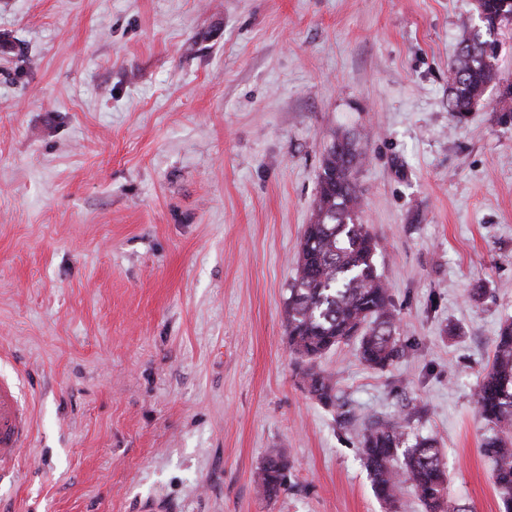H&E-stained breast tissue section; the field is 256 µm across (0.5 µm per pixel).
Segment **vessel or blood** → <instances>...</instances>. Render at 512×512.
Segmentation results:
<instances>
[{
	"label": "vessel or blood",
	"instance_id": "b4317fda",
	"mask_svg": "<svg viewBox=\"0 0 512 512\" xmlns=\"http://www.w3.org/2000/svg\"><path fill=\"white\" fill-rule=\"evenodd\" d=\"M33 432V411L14 379L0 375V480L16 479L21 454Z\"/></svg>",
	"mask_w": 512,
	"mask_h": 512
}]
</instances>
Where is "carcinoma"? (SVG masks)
Returning <instances> with one entry per match:
<instances>
[{
    "label": "carcinoma",
    "instance_id": "1",
    "mask_svg": "<svg viewBox=\"0 0 512 512\" xmlns=\"http://www.w3.org/2000/svg\"><path fill=\"white\" fill-rule=\"evenodd\" d=\"M479 28L463 42L449 68L448 106L455 117L471 111L496 76L497 35L512 22V0H479ZM358 154L353 142L338 137L324 156L314 201V220L300 242L297 272L288 288L284 321L288 345L302 363L308 392L325 406L339 400L333 376L316 361L351 341L361 362L384 369L406 353L389 288L378 272L377 238L358 222L361 210L354 181ZM480 416L493 425L482 452L493 459L494 485L503 512H512V322L494 342L493 360L478 384ZM411 412L399 421H375L360 436L361 461L376 496L397 512V491L411 482L425 512H447L448 477L434 440L419 437L394 464ZM291 463L272 453L255 473L258 492L271 500L288 489Z\"/></svg>",
    "mask_w": 512,
    "mask_h": 512
}]
</instances>
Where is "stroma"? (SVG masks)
<instances>
[{"instance_id": "1", "label": "stroma", "mask_w": 512, "mask_h": 512, "mask_svg": "<svg viewBox=\"0 0 512 512\" xmlns=\"http://www.w3.org/2000/svg\"><path fill=\"white\" fill-rule=\"evenodd\" d=\"M478 26L476 0H0V368L34 407L0 512H389L357 436L412 404L449 502L501 512L474 395L512 319V25L458 119ZM343 135L408 350L326 354L327 407L283 311ZM292 465L284 455L271 453L255 473L258 492L268 500L288 489V473Z\"/></svg>"}]
</instances>
